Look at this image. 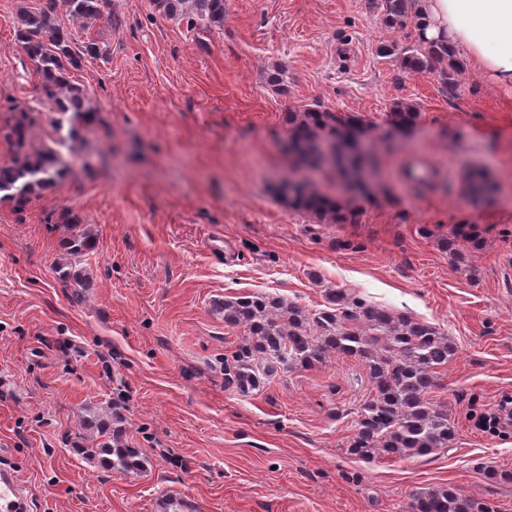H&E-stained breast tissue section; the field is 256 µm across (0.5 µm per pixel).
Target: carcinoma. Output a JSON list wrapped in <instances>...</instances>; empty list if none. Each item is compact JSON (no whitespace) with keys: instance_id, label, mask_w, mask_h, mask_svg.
<instances>
[{"instance_id":"carcinoma-1","label":"carcinoma","mask_w":512,"mask_h":512,"mask_svg":"<svg viewBox=\"0 0 512 512\" xmlns=\"http://www.w3.org/2000/svg\"><path fill=\"white\" fill-rule=\"evenodd\" d=\"M161 15L187 20L204 28L224 26V0H151ZM384 25L405 33L406 44H383L381 57L396 56L406 72L432 71L450 92L455 91L464 63L458 52L443 42L422 35L416 13L417 0H370ZM112 21V0H34L16 17L15 44L31 61L42 100L54 112V134L65 132L68 148L80 143V132L96 121L87 92L74 78L84 62L104 60L106 47L92 36L95 22ZM389 130L411 129L419 109L398 101L386 114ZM288 152L309 167L334 174L353 159L354 131L365 127L353 117L315 107L288 113ZM0 140L9 157L0 163V203L16 211L54 189L68 174L58 150L33 144V121L23 109L0 127ZM469 193L483 197L494 184L477 169L467 172ZM288 204L302 208L325 223L347 220L343 209L310 184L288 182ZM93 238L78 231L68 241L69 254L93 250ZM216 313L228 327L243 330L241 343L224 357V385L241 395L259 389L279 370L311 368L330 355L344 354L358 360L366 371L371 391L360 407L347 453L361 461L378 456H425L449 447L455 439L448 408L434 403L429 394L436 386L437 370L456 354L452 339L435 325L408 314L369 305L347 288L326 294L324 308L311 314L280 296L256 293L217 300ZM107 440L98 448L79 452L99 458L114 471L142 468L144 458L131 447L121 427L102 431ZM412 512H497L459 490L424 491L414 496Z\"/></svg>"}]
</instances>
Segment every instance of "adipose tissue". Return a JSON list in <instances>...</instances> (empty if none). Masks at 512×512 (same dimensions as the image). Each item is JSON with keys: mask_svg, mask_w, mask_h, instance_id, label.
<instances>
[{"mask_svg": "<svg viewBox=\"0 0 512 512\" xmlns=\"http://www.w3.org/2000/svg\"><path fill=\"white\" fill-rule=\"evenodd\" d=\"M427 38L445 39L493 85L512 88V0H418Z\"/></svg>", "mask_w": 512, "mask_h": 512, "instance_id": "ef3b65f1", "label": "adipose tissue"}]
</instances>
